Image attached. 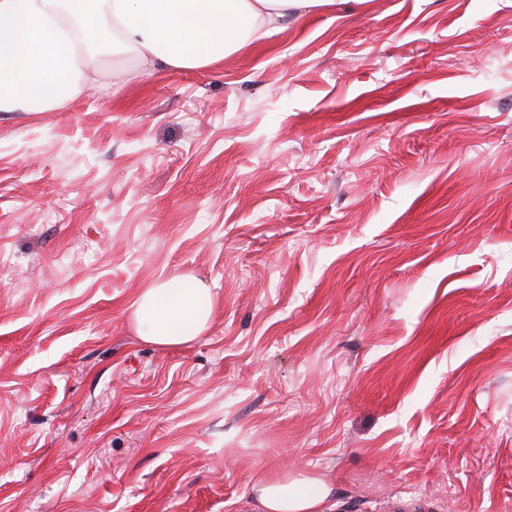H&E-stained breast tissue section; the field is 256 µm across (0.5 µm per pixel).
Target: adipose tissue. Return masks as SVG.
<instances>
[{"label": "adipose tissue", "instance_id": "adipose-tissue-1", "mask_svg": "<svg viewBox=\"0 0 512 512\" xmlns=\"http://www.w3.org/2000/svg\"><path fill=\"white\" fill-rule=\"evenodd\" d=\"M330 0H0V113L49 112L101 77L90 43L133 59L123 80L167 67L203 68ZM138 337L163 347L207 329L210 289L164 281L133 303ZM249 512H333L332 489L307 471L250 486Z\"/></svg>", "mask_w": 512, "mask_h": 512}]
</instances>
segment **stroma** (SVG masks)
Here are the masks:
<instances>
[{"label": "stroma", "mask_w": 512, "mask_h": 512, "mask_svg": "<svg viewBox=\"0 0 512 512\" xmlns=\"http://www.w3.org/2000/svg\"><path fill=\"white\" fill-rule=\"evenodd\" d=\"M0 114V512H512V0H335ZM210 288L206 332L134 299ZM179 281L169 280L140 294L133 303L138 337L163 347L193 341L207 329L213 294L209 288H174ZM248 512H334L332 488L316 472L261 479L250 486Z\"/></svg>", "instance_id": "1"}]
</instances>
